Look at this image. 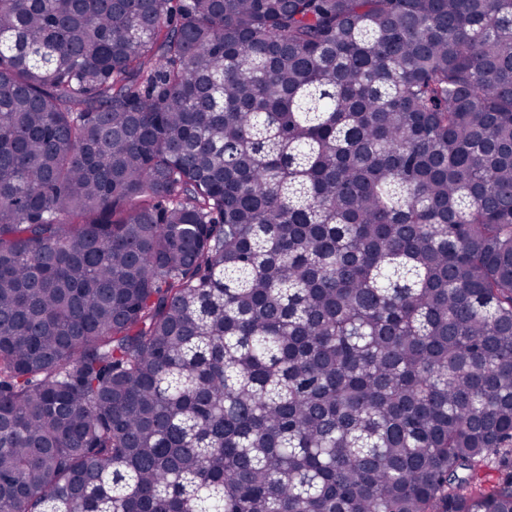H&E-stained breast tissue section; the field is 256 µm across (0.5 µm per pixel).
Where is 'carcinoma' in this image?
I'll return each mask as SVG.
<instances>
[{"label":"carcinoma","instance_id":"obj_1","mask_svg":"<svg viewBox=\"0 0 512 512\" xmlns=\"http://www.w3.org/2000/svg\"><path fill=\"white\" fill-rule=\"evenodd\" d=\"M0 512H512V0H0Z\"/></svg>","mask_w":512,"mask_h":512}]
</instances>
